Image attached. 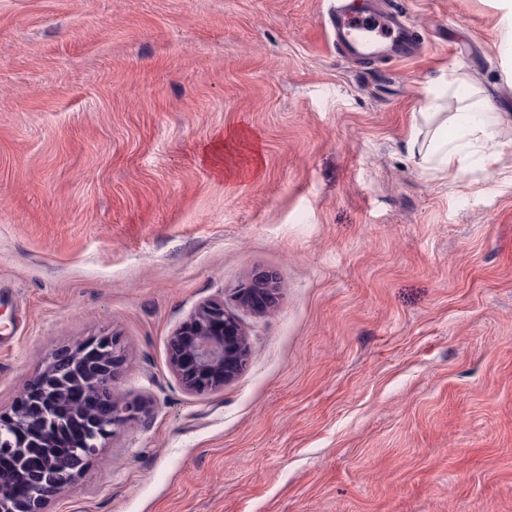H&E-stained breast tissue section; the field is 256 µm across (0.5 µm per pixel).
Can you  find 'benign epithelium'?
<instances>
[{
	"label": "benign epithelium",
	"mask_w": 512,
	"mask_h": 512,
	"mask_svg": "<svg viewBox=\"0 0 512 512\" xmlns=\"http://www.w3.org/2000/svg\"><path fill=\"white\" fill-rule=\"evenodd\" d=\"M276 278L262 274L234 288L238 306L263 313L277 299ZM250 348L237 317L222 300L201 303L173 334L170 365L184 391H217L246 367ZM118 379L114 343L101 338L57 349L10 411L0 410V458L13 467L0 470V512H45L46 505L74 483L107 440L144 412L137 400L114 397ZM83 432L73 448L54 441L72 421ZM24 495H16L17 488Z\"/></svg>",
	"instance_id": "1"
}]
</instances>
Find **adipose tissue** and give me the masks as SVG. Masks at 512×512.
I'll use <instances>...</instances> for the list:
<instances>
[{
	"label": "adipose tissue",
	"mask_w": 512,
	"mask_h": 512,
	"mask_svg": "<svg viewBox=\"0 0 512 512\" xmlns=\"http://www.w3.org/2000/svg\"><path fill=\"white\" fill-rule=\"evenodd\" d=\"M425 120L430 134L414 144L413 154L422 168L459 176L473 164L491 168L501 157L497 140L500 113L484 97L461 103L454 98H434Z\"/></svg>",
	"instance_id": "adipose-tissue-1"
}]
</instances>
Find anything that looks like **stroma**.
<instances>
[{
	"label": "stroma",
	"instance_id": "1",
	"mask_svg": "<svg viewBox=\"0 0 512 512\" xmlns=\"http://www.w3.org/2000/svg\"><path fill=\"white\" fill-rule=\"evenodd\" d=\"M395 4L421 54L354 66L330 0H0V409L102 337L147 407L47 512H512L501 13ZM472 86L500 162L421 168L422 112ZM261 271L247 366L186 393L172 333Z\"/></svg>",
	"mask_w": 512,
	"mask_h": 512
}]
</instances>
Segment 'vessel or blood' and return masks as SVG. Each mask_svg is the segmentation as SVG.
<instances>
[{
  "mask_svg": "<svg viewBox=\"0 0 512 512\" xmlns=\"http://www.w3.org/2000/svg\"><path fill=\"white\" fill-rule=\"evenodd\" d=\"M376 0H336L329 14L332 43L338 54L370 61L402 62L421 50L412 23L394 9H379Z\"/></svg>",
  "mask_w": 512,
  "mask_h": 512,
  "instance_id": "obj_1",
  "label": "vessel or blood"
}]
</instances>
